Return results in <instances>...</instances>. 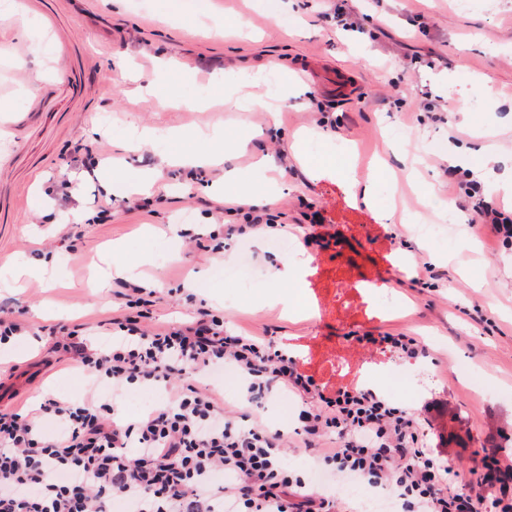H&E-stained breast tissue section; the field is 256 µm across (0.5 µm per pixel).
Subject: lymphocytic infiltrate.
<instances>
[{
    "instance_id": "f902f5d3",
    "label": "lymphocytic infiltrate",
    "mask_w": 512,
    "mask_h": 512,
    "mask_svg": "<svg viewBox=\"0 0 512 512\" xmlns=\"http://www.w3.org/2000/svg\"><path fill=\"white\" fill-rule=\"evenodd\" d=\"M473 172L454 176L470 222L512 239V211L486 199ZM158 291L141 285L121 297L112 343L94 348L77 331L50 327L94 389L75 400L49 396L30 412L0 408V512H347L342 498L307 487L291 468L290 435L337 478L388 491L400 512H512L504 487L512 459L485 449L478 467L452 465L432 448L419 412L357 381L317 383L270 340L226 331L207 308L191 320L148 328L141 320ZM232 370L248 404L286 391L305 403L293 434L234 417L224 399L191 381ZM163 388V402L122 414L124 391ZM57 420L45 438L40 421Z\"/></svg>"
}]
</instances>
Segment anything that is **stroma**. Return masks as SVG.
Here are the masks:
<instances>
[{
	"label": "stroma",
	"instance_id": "obj_1",
	"mask_svg": "<svg viewBox=\"0 0 512 512\" xmlns=\"http://www.w3.org/2000/svg\"><path fill=\"white\" fill-rule=\"evenodd\" d=\"M0 23V319L27 327L0 357V407L25 412L46 396L82 398L86 374L53 350L52 326L108 340L112 295L96 268L120 245L134 272L164 299L151 325L191 319L199 306L224 327L289 345L316 381L377 377L384 395L426 413L433 447L470 467L484 448L512 455V243L498 244L458 210L437 223L452 199L445 164L484 178L487 196L512 157V0H352L362 32H337L323 0H21ZM42 28L40 47L25 38ZM172 62L160 94L139 96L122 71L149 78ZM247 68L245 85H217V72ZM350 80L344 89L337 77ZM278 98L281 110L227 107L230 93ZM459 103L454 124L432 121L429 97ZM360 152L358 174L383 158L381 197L397 223L352 201L317 165H343ZM219 153L221 165L196 171L173 154ZM154 172L146 208L100 187L109 168ZM252 174L245 185L228 171ZM273 205H264L268 190ZM257 201L267 237L228 240L220 253L195 249L213 223L243 224L225 197ZM109 218L98 222L99 210ZM84 216L74 222V213ZM438 224L435 236H403L401 219ZM291 239L310 255L304 287L294 289L305 319L262 304L269 271L285 257L269 248ZM249 253L247 291L219 274ZM48 260L45 278H14L30 260ZM434 279H427V272ZM196 278L194 301L177 295ZM386 289L375 288V280ZM403 333L429 355L401 358L361 347L351 334ZM409 388H394L395 376ZM299 398L271 397L255 414L292 433Z\"/></svg>",
	"mask_w": 512,
	"mask_h": 512
}]
</instances>
